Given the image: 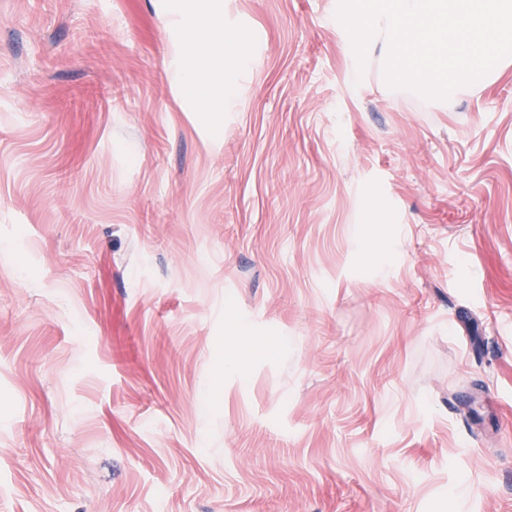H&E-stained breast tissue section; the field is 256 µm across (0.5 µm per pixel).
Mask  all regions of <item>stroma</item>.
<instances>
[{"instance_id":"obj_1","label":"stroma","mask_w":512,"mask_h":512,"mask_svg":"<svg viewBox=\"0 0 512 512\" xmlns=\"http://www.w3.org/2000/svg\"><path fill=\"white\" fill-rule=\"evenodd\" d=\"M0 0V512H512V66L427 100L338 0ZM195 1L183 4L175 13V24L182 33L175 48L180 59L179 79L185 94L199 99L206 112L232 111L237 104L236 75L232 71L216 73L214 45H224V52L243 65L250 61L251 52L246 37L224 26L221 0ZM206 32L205 41L196 34Z\"/></svg>"}]
</instances>
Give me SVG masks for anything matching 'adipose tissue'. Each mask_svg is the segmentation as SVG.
<instances>
[{
    "mask_svg": "<svg viewBox=\"0 0 512 512\" xmlns=\"http://www.w3.org/2000/svg\"><path fill=\"white\" fill-rule=\"evenodd\" d=\"M182 36L175 48L180 59L179 79L185 94L199 99L206 111H232L237 104L234 72L217 73L214 46L239 64L251 59L246 37L224 25L221 0H188L175 13Z\"/></svg>",
    "mask_w": 512,
    "mask_h": 512,
    "instance_id": "ef3b65f1",
    "label": "adipose tissue"
}]
</instances>
